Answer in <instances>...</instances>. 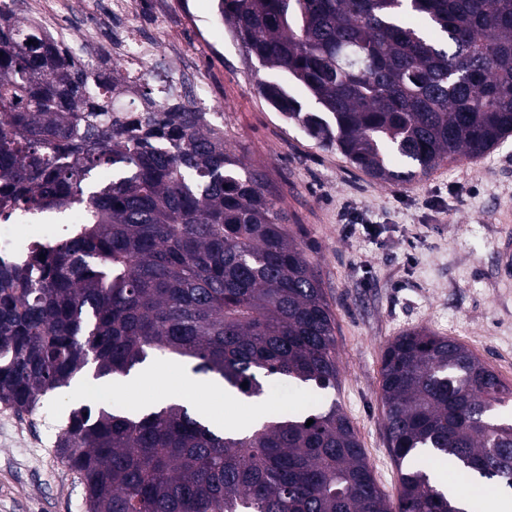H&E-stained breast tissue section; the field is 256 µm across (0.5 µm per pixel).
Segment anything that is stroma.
Listing matches in <instances>:
<instances>
[{"label":"stroma","mask_w":512,"mask_h":512,"mask_svg":"<svg viewBox=\"0 0 512 512\" xmlns=\"http://www.w3.org/2000/svg\"><path fill=\"white\" fill-rule=\"evenodd\" d=\"M183 23L144 13L145 26L176 27L223 107L230 151L267 172L290 228L308 248L336 321L337 389L269 388L264 414L298 403H337L349 418L375 481L389 500L400 484L379 396L386 345L413 328L457 338L512 383V281L502 279L498 217L512 213V137L489 153L446 162L399 186L352 168L336 151L288 124L258 93L241 47L199 31L216 16L214 0H190ZM357 206L372 232L346 231L340 210ZM155 375L132 390L96 398L99 406L145 408L174 394L190 364L157 360ZM74 387L17 415L0 405V512H85V490L57 455L64 417L84 405Z\"/></svg>","instance_id":"obj_1"}]
</instances>
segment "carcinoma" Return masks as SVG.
<instances>
[{
  "label": "carcinoma",
  "instance_id": "obj_1",
  "mask_svg": "<svg viewBox=\"0 0 512 512\" xmlns=\"http://www.w3.org/2000/svg\"><path fill=\"white\" fill-rule=\"evenodd\" d=\"M14 4L0 0V217L87 211L29 263L0 260V404L29 414L90 364L124 378L151 359L188 361L248 398L280 382L336 388L335 318L266 174L189 101L112 118L120 73L90 77ZM217 12L270 106L376 181L426 177L512 136V0H217ZM104 166L112 180L98 183ZM380 391L395 503L334 404L226 431L179 403L83 405L57 453L86 512H476L437 489L424 453L512 490V419L496 416L512 383L464 344L403 332Z\"/></svg>",
  "mask_w": 512,
  "mask_h": 512
}]
</instances>
